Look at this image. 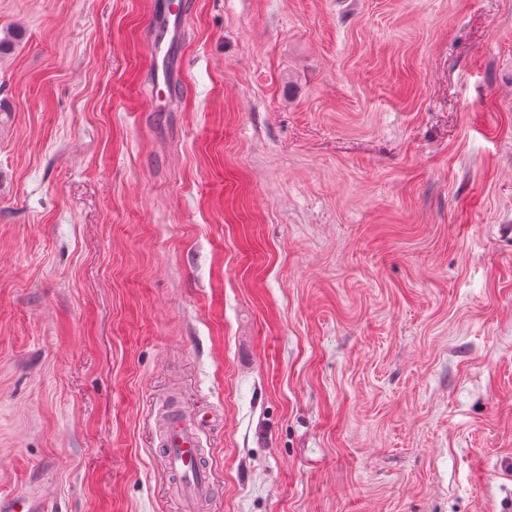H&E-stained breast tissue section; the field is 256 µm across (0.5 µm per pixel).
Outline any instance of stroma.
I'll return each mask as SVG.
<instances>
[{
    "mask_svg": "<svg viewBox=\"0 0 512 512\" xmlns=\"http://www.w3.org/2000/svg\"><path fill=\"white\" fill-rule=\"evenodd\" d=\"M0 0V495L512 512V0ZM188 16L185 0H153L147 39V75L152 92L151 110L170 112L175 101L168 93L177 85L173 69L174 48L182 41ZM164 92V94H162ZM161 421L160 457L165 471L173 477L169 496L180 512H199L214 498L216 489L200 439L210 419L206 413H186L184 406L171 398Z\"/></svg>",
    "mask_w": 512,
    "mask_h": 512,
    "instance_id": "35a3bbf8",
    "label": "stroma"
}]
</instances>
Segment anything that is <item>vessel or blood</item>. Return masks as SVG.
Masks as SVG:
<instances>
[{
	"label": "vessel or blood",
	"instance_id": "1",
	"mask_svg": "<svg viewBox=\"0 0 512 512\" xmlns=\"http://www.w3.org/2000/svg\"><path fill=\"white\" fill-rule=\"evenodd\" d=\"M188 16L186 0H153L147 39V75L156 92L151 101L155 112H167L173 102L169 94L177 83L173 53L182 41ZM208 419L202 413H186L184 407L168 404L162 418L160 457L171 475L169 496L180 512H201L215 496L214 477L205 462L200 432ZM0 512H43L35 491L0 497Z\"/></svg>",
	"mask_w": 512,
	"mask_h": 512
}]
</instances>
